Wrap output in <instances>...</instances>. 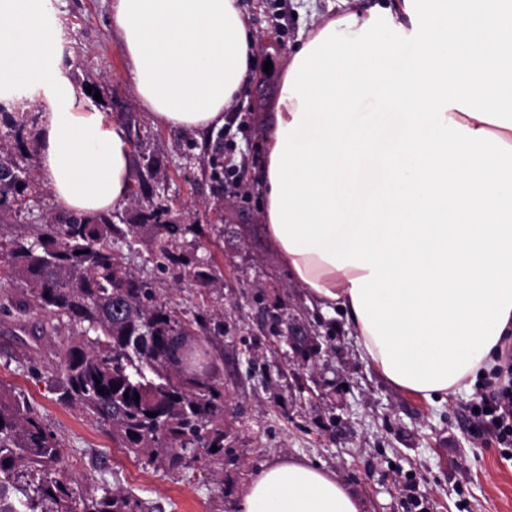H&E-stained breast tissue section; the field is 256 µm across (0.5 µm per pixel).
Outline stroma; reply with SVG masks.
Instances as JSON below:
<instances>
[{"instance_id":"obj_1","label":"stroma","mask_w":512,"mask_h":512,"mask_svg":"<svg viewBox=\"0 0 512 512\" xmlns=\"http://www.w3.org/2000/svg\"><path fill=\"white\" fill-rule=\"evenodd\" d=\"M256 35L258 70L234 110L237 119L215 134L169 132L152 126L132 89L110 29L111 0H46L58 25L56 50L68 71L96 83L113 116L129 132L150 131L134 152L154 155L165 174L155 189L180 224H211V182L202 167L216 141L224 143V237L194 239L185 251L213 258L220 288H197L158 271L148 260L151 237L141 233L121 252L132 272L151 282L186 319L206 327L223 321L214 346L224 384V459L198 468L157 470L127 456L104 427L62 405L54 389L58 340L35 332L50 317L0 313V385L24 395L56 436L78 493L106 484L148 502L154 512H241L243 493L267 464L298 457L336 473L363 501L365 512H512V464L491 439L469 427L478 385L431 403L384 383L360 357L343 316L310 307L264 239L263 197L254 179L265 153L263 115L269 111L288 57L322 18L352 8V0H241ZM272 63L264 72V63ZM285 304L309 323L321 352L308 365L262 328L252 303Z\"/></svg>"}]
</instances>
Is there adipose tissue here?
I'll return each mask as SVG.
<instances>
[{
	"mask_svg": "<svg viewBox=\"0 0 512 512\" xmlns=\"http://www.w3.org/2000/svg\"><path fill=\"white\" fill-rule=\"evenodd\" d=\"M112 35L149 121L222 128L254 75L240 0H113ZM42 0H0V91L42 90L57 210L127 205L124 123L51 50ZM263 228L310 304L342 313L395 391L447 399L512 335V0H376L294 49L265 115ZM242 512H364L335 473L285 457Z\"/></svg>",
	"mask_w": 512,
	"mask_h": 512,
	"instance_id": "obj_1",
	"label": "adipose tissue"
}]
</instances>
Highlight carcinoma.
I'll return each mask as SVG.
<instances>
[{
    "instance_id": "1",
    "label": "carcinoma",
    "mask_w": 512,
    "mask_h": 512,
    "mask_svg": "<svg viewBox=\"0 0 512 512\" xmlns=\"http://www.w3.org/2000/svg\"><path fill=\"white\" fill-rule=\"evenodd\" d=\"M0 103V223L17 222L36 203L39 179L27 166L37 152L36 119ZM223 133L205 160L210 180L224 185ZM159 161L139 154L138 185L131 200L154 190ZM112 212L78 215L49 211L41 223L20 225L0 241V271L20 295L0 293V312L13 308L56 318L70 327L62 337L54 387L59 401L77 407L107 428L124 452L168 471L201 459H224V386L216 376L210 339L180 320L149 282L122 263L115 245H132L142 231L152 234L149 261L162 270L180 268V280L199 288L216 285L222 274L213 258L190 257L177 242L196 224H174L164 204L136 210L120 226ZM273 337L288 335L292 317L252 297ZM320 350L318 336L293 351L308 359ZM217 450H212V447ZM68 469L54 435L25 396L0 387V512H75ZM80 512H144L142 503L102 485L88 494Z\"/></svg>"
}]
</instances>
